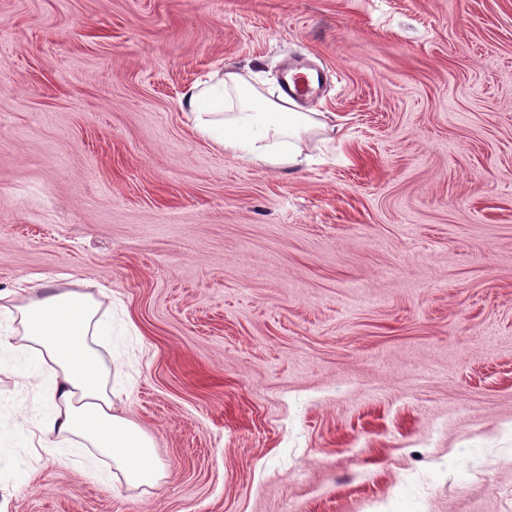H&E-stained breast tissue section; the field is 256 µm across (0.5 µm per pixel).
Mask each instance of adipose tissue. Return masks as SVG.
Here are the masks:
<instances>
[{
  "mask_svg": "<svg viewBox=\"0 0 512 512\" xmlns=\"http://www.w3.org/2000/svg\"><path fill=\"white\" fill-rule=\"evenodd\" d=\"M194 129L225 154L258 166L303 165L301 136L325 128L318 113L301 112L286 95H268L243 74L214 72L185 95ZM0 314L13 327L0 335V354L17 356L22 385L36 384L40 418L15 427L27 447L96 450L126 484L153 488L166 472L154 443L134 422L119 414L110 386L112 362L99 351L112 338L98 317L92 294L52 283L0 291ZM50 375L35 382V369Z\"/></svg>",
  "mask_w": 512,
  "mask_h": 512,
  "instance_id": "ef3b65f1",
  "label": "adipose tissue"
}]
</instances>
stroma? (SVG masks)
Wrapping results in <instances>:
<instances>
[{
	"label": "stroma",
	"instance_id": "obj_1",
	"mask_svg": "<svg viewBox=\"0 0 512 512\" xmlns=\"http://www.w3.org/2000/svg\"><path fill=\"white\" fill-rule=\"evenodd\" d=\"M323 70L310 165L199 137ZM95 293L151 490L0 454V512H512V0H0V289ZM35 397L0 371V433ZM303 68L289 67L283 80L284 91L296 99L311 94L316 87H313L312 80L308 74L300 72Z\"/></svg>",
	"mask_w": 512,
	"mask_h": 512
}]
</instances>
